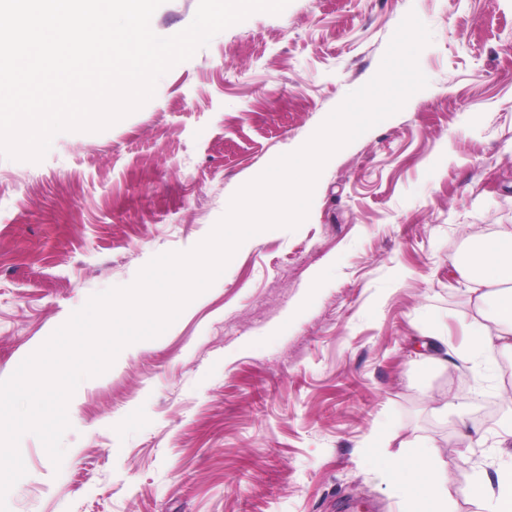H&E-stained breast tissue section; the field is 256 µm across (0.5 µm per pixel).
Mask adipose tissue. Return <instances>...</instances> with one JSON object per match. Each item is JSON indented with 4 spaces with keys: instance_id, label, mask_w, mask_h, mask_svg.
Returning a JSON list of instances; mask_svg holds the SVG:
<instances>
[{
    "instance_id": "ef3b65f1",
    "label": "adipose tissue",
    "mask_w": 512,
    "mask_h": 512,
    "mask_svg": "<svg viewBox=\"0 0 512 512\" xmlns=\"http://www.w3.org/2000/svg\"><path fill=\"white\" fill-rule=\"evenodd\" d=\"M462 231L472 249L452 258L449 268L467 282L483 315L474 342L456 354L468 365L499 350L512 351V224L498 225L490 234L468 224ZM441 455V448L428 440L384 460V469L403 492L404 512H453Z\"/></svg>"
}]
</instances>
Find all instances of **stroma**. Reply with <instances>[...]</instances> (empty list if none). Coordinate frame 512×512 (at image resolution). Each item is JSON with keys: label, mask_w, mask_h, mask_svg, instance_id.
Masks as SVG:
<instances>
[{"label": "stroma", "mask_w": 512, "mask_h": 512, "mask_svg": "<svg viewBox=\"0 0 512 512\" xmlns=\"http://www.w3.org/2000/svg\"><path fill=\"white\" fill-rule=\"evenodd\" d=\"M197 7L164 0L152 31ZM411 12L432 35L427 87L337 151L297 229L251 236L174 324L73 394L61 466L21 438L10 512H399L380 461L424 437L447 450L456 512H480L474 479L496 488L512 455L493 422L460 448L459 423L503 410L512 353L431 366L421 334L453 348L477 316L448 276L460 225L512 224V0H290L215 35L106 130L0 158V380L90 296L204 240L377 75ZM451 391L464 414L434 418Z\"/></svg>", "instance_id": "stroma-1"}]
</instances>
